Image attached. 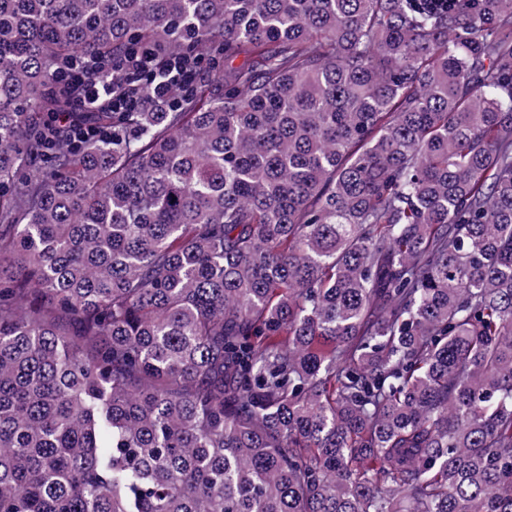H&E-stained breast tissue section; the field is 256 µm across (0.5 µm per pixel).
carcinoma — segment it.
<instances>
[{
  "label": "carcinoma",
  "mask_w": 512,
  "mask_h": 512,
  "mask_svg": "<svg viewBox=\"0 0 512 512\" xmlns=\"http://www.w3.org/2000/svg\"><path fill=\"white\" fill-rule=\"evenodd\" d=\"M0 512H512V0H0ZM152 57L145 53H135L123 60L118 66H112L108 76L119 77L122 80H129L131 77L139 76L149 71ZM101 74L92 73V70H87V73L75 75V82L84 86L85 94L81 98L80 104L86 110L96 108L94 106L101 97L109 96L111 93V84L107 85L105 81L99 79ZM104 94H103V93Z\"/></svg>",
  "instance_id": "obj_1"
}]
</instances>
